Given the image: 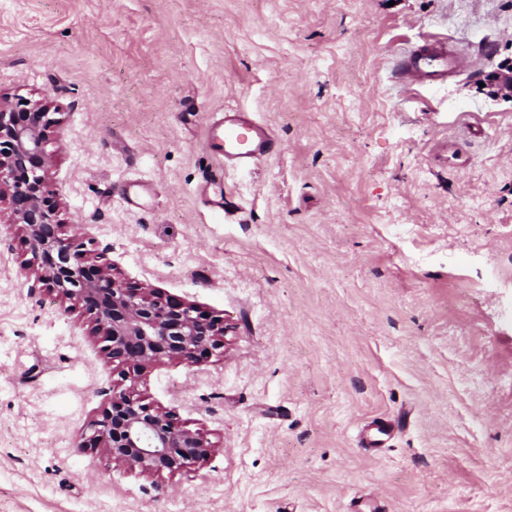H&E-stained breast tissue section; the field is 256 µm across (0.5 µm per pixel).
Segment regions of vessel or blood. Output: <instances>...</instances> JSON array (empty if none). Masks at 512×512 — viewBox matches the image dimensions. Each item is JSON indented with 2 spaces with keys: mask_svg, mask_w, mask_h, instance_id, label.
I'll list each match as a JSON object with an SVG mask.
<instances>
[{
  "mask_svg": "<svg viewBox=\"0 0 512 512\" xmlns=\"http://www.w3.org/2000/svg\"><path fill=\"white\" fill-rule=\"evenodd\" d=\"M459 66V58L446 44L439 42L403 57L396 64L395 73L402 78L408 76L436 82L445 79ZM204 143L218 165L234 167L249 165L272 154L276 148L275 139L266 125L236 110L225 111L220 120L207 126ZM392 431L391 422L377 420L362 431L359 442L365 448H378Z\"/></svg>",
  "mask_w": 512,
  "mask_h": 512,
  "instance_id": "obj_1",
  "label": "vessel or blood"
}]
</instances>
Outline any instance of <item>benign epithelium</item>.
I'll return each mask as SVG.
<instances>
[{
	"label": "benign epithelium",
	"mask_w": 512,
	"mask_h": 512,
	"mask_svg": "<svg viewBox=\"0 0 512 512\" xmlns=\"http://www.w3.org/2000/svg\"><path fill=\"white\" fill-rule=\"evenodd\" d=\"M489 80L512 93V64ZM43 101L12 103L0 98V204L24 234L29 250L41 257L33 287L77 299L104 332L110 359L154 363L164 357L194 363L224 345V324L197 314L194 307L163 299L150 288L126 287L108 266L89 265L58 234L59 204L44 189L51 162L45 151L53 123ZM90 442L117 464L143 471L175 473L207 455V442L171 415L131 390L112 392L111 407L91 424Z\"/></svg>",
	"instance_id": "1"
}]
</instances>
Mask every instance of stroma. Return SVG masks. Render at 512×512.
<instances>
[{"instance_id":"1","label":"stroma","mask_w":512,"mask_h":512,"mask_svg":"<svg viewBox=\"0 0 512 512\" xmlns=\"http://www.w3.org/2000/svg\"><path fill=\"white\" fill-rule=\"evenodd\" d=\"M436 41L482 62L395 77ZM511 60L512 0H0V96L50 106L62 236L228 329L196 364L112 362L1 218L0 512H512ZM228 109L278 150L225 168L217 213ZM121 389L208 455L91 447ZM378 418L402 427L375 453ZM392 431L393 425L391 422L377 420L362 431L359 442L364 448H380L384 441L390 437Z\"/></svg>"}]
</instances>
